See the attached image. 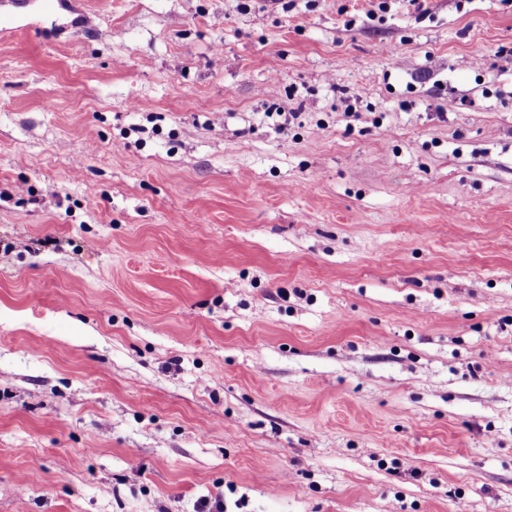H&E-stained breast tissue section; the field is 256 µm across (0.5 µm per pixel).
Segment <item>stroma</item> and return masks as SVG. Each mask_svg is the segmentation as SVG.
<instances>
[{"mask_svg": "<svg viewBox=\"0 0 512 512\" xmlns=\"http://www.w3.org/2000/svg\"><path fill=\"white\" fill-rule=\"evenodd\" d=\"M45 2L0 512H512V0Z\"/></svg>", "mask_w": 512, "mask_h": 512, "instance_id": "obj_1", "label": "stroma"}]
</instances>
